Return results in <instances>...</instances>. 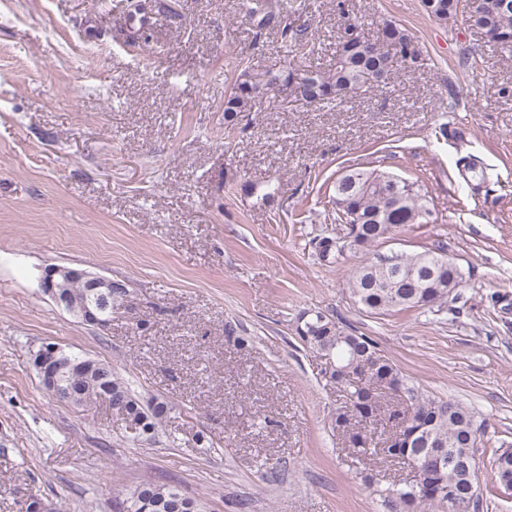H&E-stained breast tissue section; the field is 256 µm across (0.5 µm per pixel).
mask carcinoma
I'll return each mask as SVG.
<instances>
[{
	"label": "carcinoma",
	"instance_id": "1",
	"mask_svg": "<svg viewBox=\"0 0 512 512\" xmlns=\"http://www.w3.org/2000/svg\"><path fill=\"white\" fill-rule=\"evenodd\" d=\"M467 0H422L426 12L440 22L455 18L459 5ZM510 7L494 14L485 15L479 8L471 7L465 15L470 26L489 33L488 41L502 47L512 46V0ZM281 34L290 42L291 52L299 58L315 54L316 36L311 24L293 25L288 15L280 19ZM377 40H367L357 48L344 40L343 32L337 33L336 49L328 64L306 65L309 76L302 79L300 103L306 106L342 104L360 91L378 88L384 84L380 74L391 73L394 64L406 68L420 60V53L407 57L404 44L414 42V35L405 27L384 22ZM238 73L224 98V120L233 126L238 114L247 112L256 100L262 98L264 86L254 80L253 70L237 65ZM464 172L470 174L467 184L477 189L489 182L493 174L477 164L472 157L461 159ZM388 173L349 169L334 185L336 223L361 224L363 252L366 258L356 266L347 286L354 304L360 312L371 315H389L408 308H420L422 295L442 294L437 307L448 304V288L435 284L452 281L453 269L440 264L448 260L441 248L417 253H402L396 265L386 264L387 255L374 250L376 244L397 231L403 224H422L431 216L429 200L419 181L400 179L392 183ZM454 282V281H452ZM461 282H454L458 287ZM297 333L300 341L314 354L341 369L340 376L329 374L331 382L344 393L345 405L336 409L331 424L334 428L355 430L363 417L356 410L360 396L377 378L389 379L388 391L375 393L377 408L389 413L377 420L382 427V437L374 441L372 434H364L365 440L352 445L356 458L396 456L395 448L385 446L387 435L397 427V413L389 409V392L400 390L411 402L413 420L423 414L435 417V423L419 432L417 440L422 446L411 449L418 459L424 481L433 488L421 492L408 481L388 485L385 496L398 503L405 512H447L445 500L453 492L462 503L471 507L459 512H479L483 498L470 501L469 489L477 486V462L475 448L477 436L473 429L475 413L462 402L448 398L431 397L416 388L401 371L381 353L371 337L359 334L341 320H333L317 312L299 317ZM374 357L377 368L364 370L363 362ZM103 373L99 377L78 378L66 375V382L84 388L86 397L96 399L107 394L112 401L121 404L131 422L146 429L158 430L165 413V406L155 402L143 405L128 382L120 377L112 366L100 361ZM493 466L497 483L512 490V448H500L495 452ZM113 512H203V505L195 498L183 494L177 487L161 483L151 477L122 491L112 505Z\"/></svg>",
	"mask_w": 512,
	"mask_h": 512
}]
</instances>
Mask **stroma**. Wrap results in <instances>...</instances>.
Returning a JSON list of instances; mask_svg holds the SVG:
<instances>
[{"label": "stroma", "mask_w": 512, "mask_h": 512, "mask_svg": "<svg viewBox=\"0 0 512 512\" xmlns=\"http://www.w3.org/2000/svg\"><path fill=\"white\" fill-rule=\"evenodd\" d=\"M0 0V512H112L144 477L204 512H401L376 490L404 465L352 457L331 417L342 399L298 340L319 311L375 339L422 392L470 406L482 512H512L493 453L512 447V49L420 0H297L315 17V62L343 16L416 37L419 64L333 106L275 86L224 128L238 62L285 68L278 24L243 0ZM460 92L451 103L449 88ZM472 156L498 182L472 191ZM423 182L433 215L380 251L444 248L465 272L457 319L429 308L359 312V257L319 259L345 170ZM49 264L126 288L103 328L40 290ZM54 344L109 362L142 400L167 404L152 442L118 415L46 392L32 354Z\"/></svg>", "instance_id": "35a3bbf8"}]
</instances>
